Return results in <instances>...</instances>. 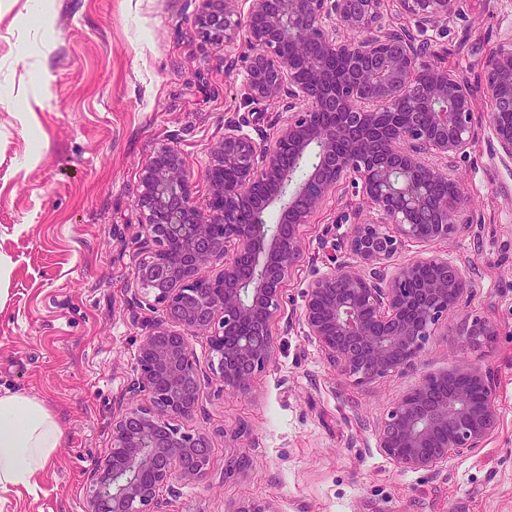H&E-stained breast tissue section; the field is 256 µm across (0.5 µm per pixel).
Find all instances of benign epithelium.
I'll return each instance as SVG.
<instances>
[{"instance_id": "benign-epithelium-1", "label": "benign epithelium", "mask_w": 512, "mask_h": 512, "mask_svg": "<svg viewBox=\"0 0 512 512\" xmlns=\"http://www.w3.org/2000/svg\"><path fill=\"white\" fill-rule=\"evenodd\" d=\"M199 2L205 42L243 36L255 47L245 57L247 102L281 103L284 113L268 140L224 121L203 208L178 149L160 145L141 169L146 255L131 287L155 317L126 387L132 402L112 417L111 447L88 471L85 512H169L174 483L206 478L211 438L180 425L205 388L190 338H206L223 390L252 395L274 359L271 323L302 256L300 228L339 185L366 201L368 217L344 242L348 258L312 276L299 313L335 371L366 384L416 370L439 321L472 290L467 269L440 255L393 264L406 241H452L469 229L467 187L451 167L475 141L474 89L436 45L393 25L384 0H247L245 12L241 0ZM393 2L420 32L461 4ZM478 68L493 136L512 160V34ZM459 335L483 352L498 329L468 316ZM497 427L490 375L466 361L423 376L388 411L377 443L400 468L425 471L484 447ZM227 512L275 510L249 500Z\"/></svg>"}]
</instances>
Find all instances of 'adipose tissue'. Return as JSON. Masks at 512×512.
I'll return each mask as SVG.
<instances>
[{
  "label": "adipose tissue",
  "instance_id": "adipose-tissue-1",
  "mask_svg": "<svg viewBox=\"0 0 512 512\" xmlns=\"http://www.w3.org/2000/svg\"><path fill=\"white\" fill-rule=\"evenodd\" d=\"M64 441L44 402L23 391L0 392V491H34Z\"/></svg>",
  "mask_w": 512,
  "mask_h": 512
}]
</instances>
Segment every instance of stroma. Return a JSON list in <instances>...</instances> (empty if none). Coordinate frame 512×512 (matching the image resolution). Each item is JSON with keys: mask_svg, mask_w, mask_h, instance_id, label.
Instances as JSON below:
<instances>
[{"mask_svg": "<svg viewBox=\"0 0 512 512\" xmlns=\"http://www.w3.org/2000/svg\"><path fill=\"white\" fill-rule=\"evenodd\" d=\"M0 0V253L11 272L0 297V391L22 390L53 411L65 443L31 494L0 496V512H85L86 473L111 444L127 403L146 315L129 291L142 259L139 175L154 149L183 154L198 204L204 172L228 117L269 135L281 112L244 105L245 41L205 43L198 0ZM512 31V0H463L428 38L449 68L478 84V63ZM474 97L477 136L456 167L469 188L468 235L406 242L396 262L440 254L466 265V306L441 320L415 372L355 384L331 368L299 320L313 271L342 259L366 203L347 185L303 225V257L272 324L276 355L252 398L206 381L183 423L208 432L206 479L176 484L169 512H226L258 497L276 512H512V161L502 159ZM495 323L478 361L494 380L499 425L485 448L405 471L378 448L393 404L423 375L467 358L461 317ZM246 452L242 472L224 457Z\"/></svg>", "mask_w": 512, "mask_h": 512, "instance_id": "obj_1", "label": "stroma"}]
</instances>
